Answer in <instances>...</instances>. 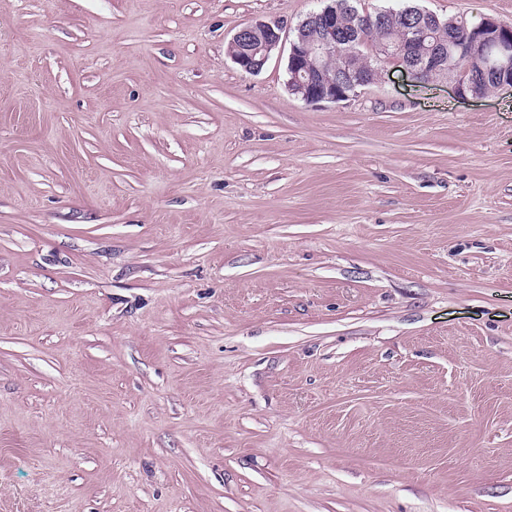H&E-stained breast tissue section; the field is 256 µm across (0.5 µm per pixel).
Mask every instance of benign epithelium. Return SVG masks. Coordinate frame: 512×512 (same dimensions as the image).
Returning <instances> with one entry per match:
<instances>
[{"label":"benign epithelium","instance_id":"7a95c632","mask_svg":"<svg viewBox=\"0 0 512 512\" xmlns=\"http://www.w3.org/2000/svg\"><path fill=\"white\" fill-rule=\"evenodd\" d=\"M351 16L354 23L343 24L333 2L308 14L294 28L287 56L286 88L289 93L309 104L338 103L349 98L348 89L379 82L389 65L421 81L440 74L444 68L446 52L424 47L426 38L432 35L428 22L439 23L434 13L424 9L421 21H407L399 28L396 42L377 38L376 54L382 56L384 62L376 68L375 79L352 70L348 65L347 50L373 35L381 16L356 11L351 12ZM475 29L491 34V37L480 40L483 44L481 56L488 71L495 76L497 88L512 89V27L485 17L475 25ZM283 41L280 26L261 20L249 22L238 29L231 40L239 46V53L233 56V61L245 72L258 73L274 52L281 49ZM448 46L456 51L459 58L470 60L474 57L470 37L466 33L448 36ZM336 55L342 56L341 77L326 81L321 77L323 65Z\"/></svg>","mask_w":512,"mask_h":512}]
</instances>
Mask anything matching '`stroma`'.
<instances>
[{"instance_id":"35a3bbf8","label":"stroma","mask_w":512,"mask_h":512,"mask_svg":"<svg viewBox=\"0 0 512 512\" xmlns=\"http://www.w3.org/2000/svg\"><path fill=\"white\" fill-rule=\"evenodd\" d=\"M321 5L0 0V512H512V92L231 60ZM284 38L279 25L257 20L243 25L234 34L231 43L239 46L233 61L245 72H260L274 54L280 50Z\"/></svg>"}]
</instances>
